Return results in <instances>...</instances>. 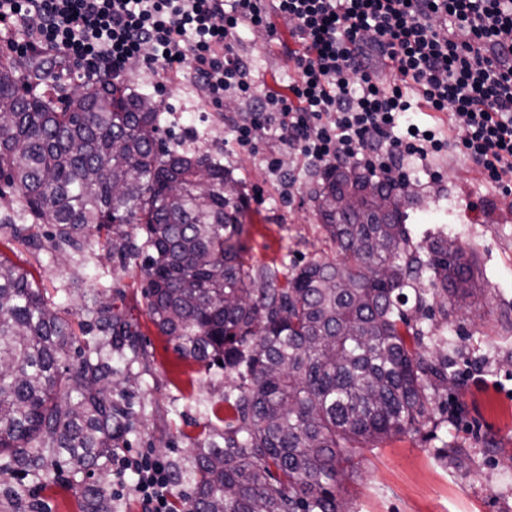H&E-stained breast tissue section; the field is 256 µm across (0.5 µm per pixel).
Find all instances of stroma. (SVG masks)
Wrapping results in <instances>:
<instances>
[{
    "label": "stroma",
    "instance_id": "1",
    "mask_svg": "<svg viewBox=\"0 0 512 512\" xmlns=\"http://www.w3.org/2000/svg\"><path fill=\"white\" fill-rule=\"evenodd\" d=\"M275 33L241 29L235 48L247 77L274 91L298 76L288 60L289 23L279 18ZM128 82L164 102L167 122L161 136L173 149L198 148L221 155L225 167L241 180L249 199L240 243L245 258L256 265H292L311 258L336 256V247L313 215L310 191L318 166L284 149L269 133L258 134L253 149L229 140L227 126L249 109L225 101L216 108L188 81L157 83L143 72L141 62L128 66ZM278 157L277 171L267 167ZM403 168L417 194L408 207V227L414 243L447 235L473 261L474 280L485 288L475 305L448 309L439 333L459 373L448 389V406L455 417L439 433L392 436L357 449L353 476L345 483L349 512H512V200L488 187L473 164L456 153L437 158V176H429L410 161ZM483 200V210L470 204ZM50 226H42L40 246L11 240L0 229V255L30 271L49 301L82 320L86 297L103 292L105 299L133 323L139 352L129 363L113 356L118 370L112 398L130 404L136 416L132 432L119 447L133 455L152 449L162 460L186 454L204 440H221L229 414L224 409L226 379L221 369L205 370L186 361L168 337L151 322L142 282L135 267H122L118 257L93 236L81 253H59L49 241ZM465 449L455 463L444 458V447ZM111 462L91 475H70L37 486L22 476L0 472V512H81L87 486L111 489Z\"/></svg>",
    "mask_w": 512,
    "mask_h": 512
}]
</instances>
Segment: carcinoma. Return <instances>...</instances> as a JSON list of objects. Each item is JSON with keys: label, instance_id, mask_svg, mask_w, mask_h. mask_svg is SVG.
I'll return each instance as SVG.
<instances>
[{"label": "carcinoma", "instance_id": "obj_1", "mask_svg": "<svg viewBox=\"0 0 512 512\" xmlns=\"http://www.w3.org/2000/svg\"><path fill=\"white\" fill-rule=\"evenodd\" d=\"M51 55L0 53V227L28 245L54 228L52 247L81 252L92 231L123 264L139 265L147 312L180 358L231 380L223 443L169 461L191 512H346L340 492L355 450L448 424L456 383L435 313L485 293L466 252L439 235L412 241L392 182L344 167L321 172L312 197L338 258L290 270L253 265L238 236L248 208L209 152L168 148L153 96L126 84L54 80ZM206 169L203 192L194 171ZM377 184L378 199L343 212L336 199ZM135 224L140 236L124 226ZM85 335L134 347L135 327L93 297ZM73 322L24 268L0 260V471L34 482L61 465L76 477L112 454L134 412L112 401L111 359L79 350ZM102 391L92 394L86 385ZM81 512H112L89 486Z\"/></svg>", "mask_w": 512, "mask_h": 512}]
</instances>
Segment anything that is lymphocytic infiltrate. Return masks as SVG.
<instances>
[{
  "label": "lymphocytic infiltrate",
  "mask_w": 512,
  "mask_h": 512,
  "mask_svg": "<svg viewBox=\"0 0 512 512\" xmlns=\"http://www.w3.org/2000/svg\"><path fill=\"white\" fill-rule=\"evenodd\" d=\"M291 24L298 77L284 91L242 76L240 28ZM21 56L60 52L83 79L121 80L130 61L185 78L215 106L252 110L230 128L242 149L258 132L323 167L352 163L391 177L454 150L512 196V0H0V29ZM390 78H383L382 70ZM410 112L446 116L418 125ZM116 488L136 477L143 512H169L167 465L151 452L113 456Z\"/></svg>",
  "instance_id": "lymphocytic-infiltrate-1"
}]
</instances>
